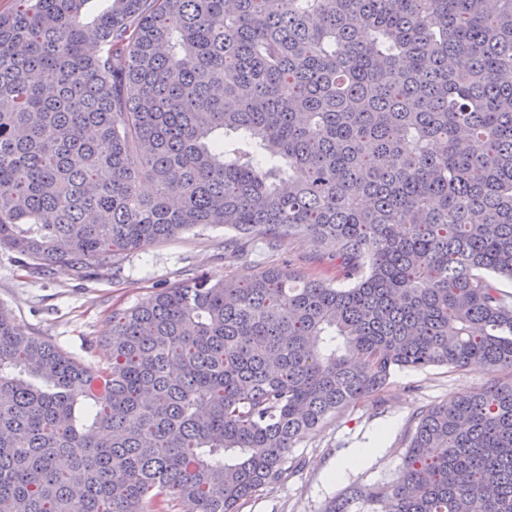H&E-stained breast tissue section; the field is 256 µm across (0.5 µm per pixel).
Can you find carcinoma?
<instances>
[{
	"label": "carcinoma",
	"mask_w": 512,
	"mask_h": 512,
	"mask_svg": "<svg viewBox=\"0 0 512 512\" xmlns=\"http://www.w3.org/2000/svg\"><path fill=\"white\" fill-rule=\"evenodd\" d=\"M497 2L0 12V248L81 274L224 225L306 235L351 282L285 266L162 288L112 311L94 366L0 308V512H237L396 370L512 369V0ZM325 512H512V382L421 411L399 477Z\"/></svg>",
	"instance_id": "carcinoma-1"
}]
</instances>
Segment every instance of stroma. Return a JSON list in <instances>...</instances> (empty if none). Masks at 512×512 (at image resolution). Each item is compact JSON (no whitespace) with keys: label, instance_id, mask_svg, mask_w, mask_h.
Listing matches in <instances>:
<instances>
[{"label":"stroma","instance_id":"35a3bbf8","mask_svg":"<svg viewBox=\"0 0 512 512\" xmlns=\"http://www.w3.org/2000/svg\"><path fill=\"white\" fill-rule=\"evenodd\" d=\"M232 235L229 228L200 225L81 276L66 268L30 274L17 253L0 248V305L22 333L45 337L92 364L102 354L100 341L110 332L113 310L143 304L158 289L181 286L203 273L217 280L288 265L302 278L343 284L335 266L321 261L305 236L286 238L275 247L250 237L243 255L234 256L224 252V241ZM509 381L512 370L502 367L396 371L379 396L328 416L300 439L288 455L284 479L241 502L239 512H324L327 501L348 486L394 481L417 412ZM359 446L372 447V454L343 468L351 449Z\"/></svg>","mask_w":512,"mask_h":512}]
</instances>
